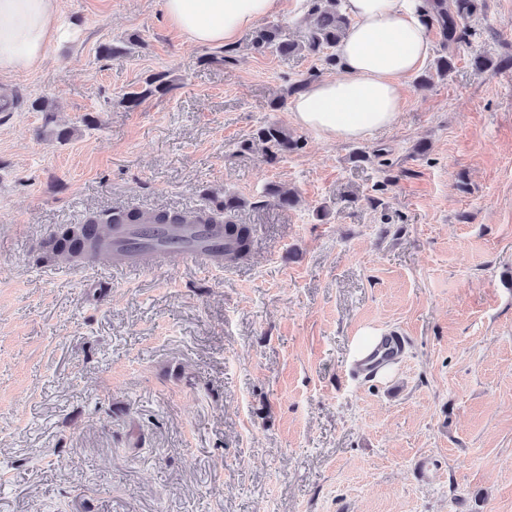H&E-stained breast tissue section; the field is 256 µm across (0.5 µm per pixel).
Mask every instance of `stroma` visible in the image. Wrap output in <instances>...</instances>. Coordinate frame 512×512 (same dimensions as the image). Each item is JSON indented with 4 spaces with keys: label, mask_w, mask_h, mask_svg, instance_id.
Here are the masks:
<instances>
[{
    "label": "stroma",
    "mask_w": 512,
    "mask_h": 512,
    "mask_svg": "<svg viewBox=\"0 0 512 512\" xmlns=\"http://www.w3.org/2000/svg\"><path fill=\"white\" fill-rule=\"evenodd\" d=\"M55 22L67 42L0 76V512H512V0L347 142L273 107L337 74L316 57L246 32L222 62L163 0H64ZM156 73L169 92L126 109ZM266 124L298 148L269 159ZM227 190L254 243L221 275L39 258L89 213ZM368 330L408 343L356 380Z\"/></svg>",
    "instance_id": "stroma-1"
}]
</instances>
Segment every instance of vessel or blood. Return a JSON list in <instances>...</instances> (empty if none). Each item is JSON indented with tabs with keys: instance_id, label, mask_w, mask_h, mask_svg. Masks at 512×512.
Returning <instances> with one entry per match:
<instances>
[{
	"instance_id": "vessel-or-blood-1",
	"label": "vessel or blood",
	"mask_w": 512,
	"mask_h": 512,
	"mask_svg": "<svg viewBox=\"0 0 512 512\" xmlns=\"http://www.w3.org/2000/svg\"><path fill=\"white\" fill-rule=\"evenodd\" d=\"M154 241L145 248H138L143 229L137 224H115L102 230L99 252L114 272L146 274L173 261L193 265L203 271L219 273L224 269L220 254L223 238L214 236L208 224H190L186 227L185 240H174V225L156 224L151 228ZM401 345L384 338L369 353L355 359L354 365L366 373L375 372L395 360Z\"/></svg>"
}]
</instances>
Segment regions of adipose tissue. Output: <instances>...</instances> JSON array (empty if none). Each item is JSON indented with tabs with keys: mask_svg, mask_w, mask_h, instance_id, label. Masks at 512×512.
Masks as SVG:
<instances>
[{
	"mask_svg": "<svg viewBox=\"0 0 512 512\" xmlns=\"http://www.w3.org/2000/svg\"><path fill=\"white\" fill-rule=\"evenodd\" d=\"M279 0H163L171 25L189 42L234 44L278 9ZM354 23L337 47L339 73L290 102L295 125L337 140L359 139L393 125L404 80L429 53L418 0H344ZM61 0H0V74L40 66L65 31L53 20Z\"/></svg>",
	"mask_w": 512,
	"mask_h": 512,
	"instance_id": "ef3b65f1",
	"label": "adipose tissue"
}]
</instances>
